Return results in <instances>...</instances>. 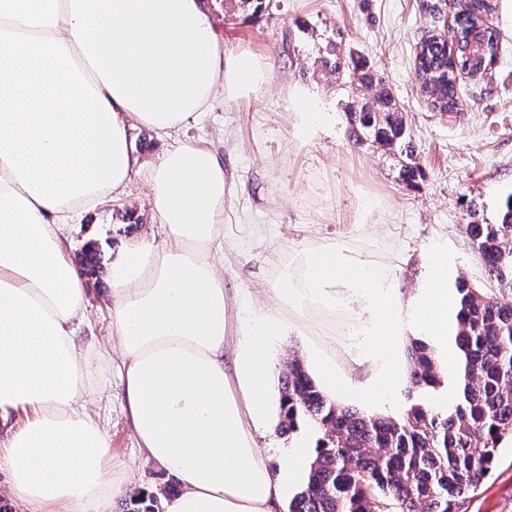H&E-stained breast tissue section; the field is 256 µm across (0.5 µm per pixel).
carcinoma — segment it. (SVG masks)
I'll return each instance as SVG.
<instances>
[{
	"instance_id": "obj_1",
	"label": "carcinoma",
	"mask_w": 512,
	"mask_h": 512,
	"mask_svg": "<svg viewBox=\"0 0 512 512\" xmlns=\"http://www.w3.org/2000/svg\"><path fill=\"white\" fill-rule=\"evenodd\" d=\"M486 8V0H471L466 9L448 0L450 38L421 41L414 66L432 109L455 111L460 77L482 75L496 62L499 36L482 18ZM329 73L341 83L376 86L371 98L350 109L356 141L405 157L403 180L419 177L397 104L366 61L338 54ZM505 207L499 224L464 225L489 284L455 281L457 370H444L433 342L411 340L408 404L400 415L330 400L302 360L284 362L277 431L289 435L308 425L318 434L307 483L289 512H463L499 462L504 444H512V194ZM442 387L453 390L454 399L440 407L428 395ZM133 502L131 512H160L154 495Z\"/></svg>"
}]
</instances>
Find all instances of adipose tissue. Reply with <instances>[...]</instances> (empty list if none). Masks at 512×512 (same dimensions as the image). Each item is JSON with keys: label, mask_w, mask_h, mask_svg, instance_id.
<instances>
[{"label": "adipose tissue", "mask_w": 512, "mask_h": 512, "mask_svg": "<svg viewBox=\"0 0 512 512\" xmlns=\"http://www.w3.org/2000/svg\"><path fill=\"white\" fill-rule=\"evenodd\" d=\"M265 74L225 53L202 0H0V419L25 415L0 443V469L23 512H110L131 493L86 407L113 360L142 461L180 485L165 512H283L309 455L288 450L274 470L257 438L277 425L273 347L310 333L315 314L349 320L336 353L306 352L332 399L392 405L410 332L455 367L459 301L440 253L409 304L391 265L333 243L297 251L266 300L231 296L212 251L224 166L187 143L148 175L164 242L136 239L110 264L114 345H80L86 280L63 236L123 192L138 163L131 125L177 130ZM340 355L364 381L337 375Z\"/></svg>", "instance_id": "obj_1"}]
</instances>
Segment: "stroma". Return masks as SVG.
Masks as SVG:
<instances>
[{"instance_id": "35a3bbf8", "label": "stroma", "mask_w": 512, "mask_h": 512, "mask_svg": "<svg viewBox=\"0 0 512 512\" xmlns=\"http://www.w3.org/2000/svg\"><path fill=\"white\" fill-rule=\"evenodd\" d=\"M226 53L247 52L269 65L257 92L217 97L208 112L167 135L136 126L132 146L141 163L124 191L76 224L65 243L81 260L87 242L101 256L162 227L147 201V170L171 148L190 143L217 149L224 160V286L261 296L275 287L297 249L334 242L352 256L395 267L404 297L428 282L435 251L448 253L458 275L479 281L482 270L463 225L499 223L512 194V0H490L487 21L501 36V53L486 79L462 77L457 111L434 112L414 71L419 40L449 21L448 0H266L244 18L237 0H204ZM365 59L392 93L416 147L422 175L399 176V155L354 144L349 110L368 92L337 85L321 63L330 47ZM323 114L308 126L306 106ZM81 345L112 332L106 268L88 276ZM90 411L117 454L148 493L177 487L165 471L141 467L122 404L121 364ZM467 512H512V450Z\"/></svg>"}]
</instances>
